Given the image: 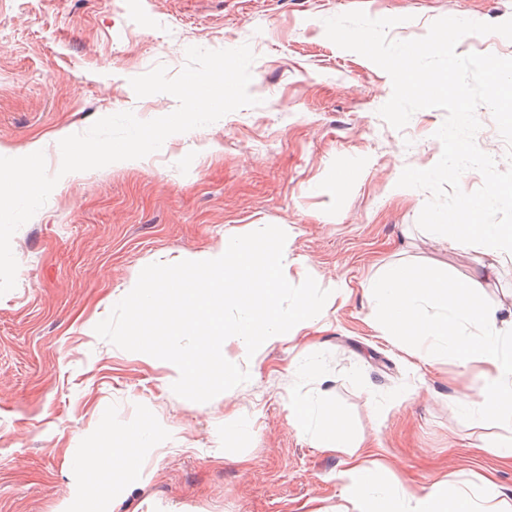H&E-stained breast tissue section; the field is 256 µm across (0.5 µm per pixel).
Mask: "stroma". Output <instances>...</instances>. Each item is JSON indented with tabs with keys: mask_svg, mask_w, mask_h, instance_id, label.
<instances>
[{
	"mask_svg": "<svg viewBox=\"0 0 512 512\" xmlns=\"http://www.w3.org/2000/svg\"><path fill=\"white\" fill-rule=\"evenodd\" d=\"M396 17L390 38L424 37L452 16L512 18V0H0V154L38 146L58 173L62 138L133 111L147 121L177 100L136 97L130 78L177 75L188 47L255 54V107L175 134L149 156L61 175L12 237L16 286L0 296V512H366L342 498V455L314 445L288 402L329 403L390 470L391 487L454 473L477 495L492 480L512 497V459L484 443L512 426L478 425L456 405L483 383L443 360L416 369L374 324L365 290L384 267L426 264L462 280L489 258L417 225L428 192L398 187L407 167L442 153L438 108L396 130L378 114L390 76L339 48L323 21L353 9ZM286 229L288 280L349 287L312 327L241 360L248 382L206 403L177 396L164 361H145L95 326L147 265L223 245L250 225ZM149 419L140 467L87 501L75 459L112 426Z\"/></svg>",
	"mask_w": 512,
	"mask_h": 512,
	"instance_id": "obj_1",
	"label": "stroma"
}]
</instances>
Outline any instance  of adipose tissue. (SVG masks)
I'll return each mask as SVG.
<instances>
[{
	"instance_id": "ef3b65f1",
	"label": "adipose tissue",
	"mask_w": 512,
	"mask_h": 512,
	"mask_svg": "<svg viewBox=\"0 0 512 512\" xmlns=\"http://www.w3.org/2000/svg\"><path fill=\"white\" fill-rule=\"evenodd\" d=\"M477 278L454 280L439 276L423 265L398 264L376 276L366 298L372 312L381 316V330L399 346L417 345L421 365L431 367L441 359L479 368L486 384L479 392L477 422L512 425V326H505L496 310L482 299ZM317 417L321 447L340 453L343 467L336 478L347 498H367L387 484L386 469L371 460L360 442L347 434L345 418L330 407ZM150 425L141 421L113 427L102 448L85 457L82 466L90 480L112 487L138 463L130 444L148 436ZM452 474L416 490L403 491L396 512H512V502L496 485L485 483L479 499L452 488Z\"/></svg>"
}]
</instances>
